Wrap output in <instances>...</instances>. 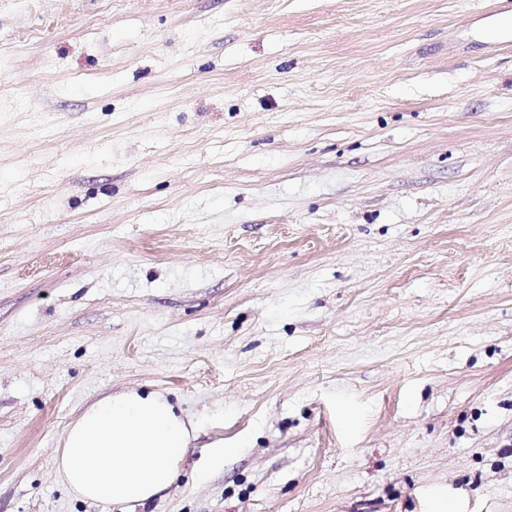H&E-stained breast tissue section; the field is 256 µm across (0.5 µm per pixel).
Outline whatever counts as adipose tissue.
<instances>
[{"label":"adipose tissue","mask_w":512,"mask_h":512,"mask_svg":"<svg viewBox=\"0 0 512 512\" xmlns=\"http://www.w3.org/2000/svg\"><path fill=\"white\" fill-rule=\"evenodd\" d=\"M191 437L190 422L163 395L131 390L90 406L69 426L55 470L82 500L143 503L172 485Z\"/></svg>","instance_id":"ef3b65f1"}]
</instances>
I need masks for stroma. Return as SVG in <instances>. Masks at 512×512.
Segmentation results:
<instances>
[{
	"label": "stroma",
	"instance_id": "obj_1",
	"mask_svg": "<svg viewBox=\"0 0 512 512\" xmlns=\"http://www.w3.org/2000/svg\"><path fill=\"white\" fill-rule=\"evenodd\" d=\"M490 6L0 0V512H512ZM130 390L194 423L177 478L77 499Z\"/></svg>",
	"mask_w": 512,
	"mask_h": 512
}]
</instances>
